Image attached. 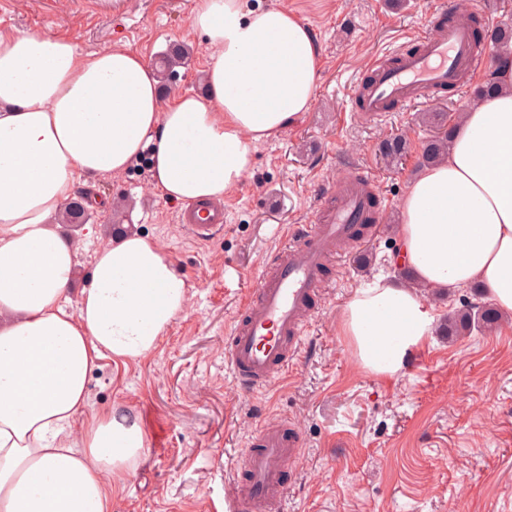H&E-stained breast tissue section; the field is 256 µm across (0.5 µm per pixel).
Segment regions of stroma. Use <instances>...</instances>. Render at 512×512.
Here are the masks:
<instances>
[{"label":"stroma","instance_id":"obj_1","mask_svg":"<svg viewBox=\"0 0 512 512\" xmlns=\"http://www.w3.org/2000/svg\"><path fill=\"white\" fill-rule=\"evenodd\" d=\"M0 31L41 30L72 39L82 53L123 46L149 63L172 45L189 48L178 82L162 99L204 95L210 54L190 24L195 0H120L103 16L98 0H9ZM245 8L285 7L309 26L320 50V76L307 112L277 138L260 143L242 184L225 195V224L209 241L178 222V202L156 187L148 160L95 181L89 228L62 224L79 242L77 286L88 283L93 253L131 229L159 241L189 287L187 310L156 349L137 361L99 360L90 409L137 418L151 448L134 475L117 484L112 512H225L235 474L254 431L293 422L303 445L283 475L284 512H512V313L488 331L451 338L442 328L462 300L485 303L472 288L425 290L436 316L417 357L389 379L364 371L339 334L355 291L378 277L395 280L399 202L423 166L424 143L439 131L425 112L457 122L474 98L472 82L405 112L367 122L353 108L355 84L374 56L411 45L429 16L474 0H243ZM406 141L401 158L385 141ZM376 180L385 216L355 255L325 269L321 304L305 348L288 373L252 394L224 367V340L240 299L255 288L291 224H310L322 190L347 163ZM95 237H87V229Z\"/></svg>","mask_w":512,"mask_h":512}]
</instances>
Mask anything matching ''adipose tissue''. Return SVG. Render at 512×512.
<instances>
[{"instance_id":"ef3b65f1","label":"adipose tissue","mask_w":512,"mask_h":512,"mask_svg":"<svg viewBox=\"0 0 512 512\" xmlns=\"http://www.w3.org/2000/svg\"><path fill=\"white\" fill-rule=\"evenodd\" d=\"M191 25L211 50L206 94L166 104L131 50L85 55L50 32L0 33V512H112L113 478L150 450L137 420L89 411L90 376L103 356L152 352L189 298L157 240L136 231L98 246L88 286L73 290L76 244L51 220L148 148L168 198H223L256 145L314 99L318 52L295 12L195 0ZM495 79L401 199L393 261L414 285L377 282L342 311L341 336L376 377L432 335L423 289L476 283L512 312V66Z\"/></svg>"}]
</instances>
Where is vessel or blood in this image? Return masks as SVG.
<instances>
[{
    "label": "vessel or blood",
    "mask_w": 512,
    "mask_h": 512,
    "mask_svg": "<svg viewBox=\"0 0 512 512\" xmlns=\"http://www.w3.org/2000/svg\"><path fill=\"white\" fill-rule=\"evenodd\" d=\"M417 42L415 51L373 58L370 80L355 91L359 117L375 121L432 93L458 87L487 59L472 22L451 7L429 19ZM372 188L369 171L350 165L344 178L321 193L315 222L287 229L285 244L266 263L258 287L244 295L224 344V364L243 393L266 386L297 360L311 304L324 288L323 268L341 243L352 241L358 222L370 210ZM178 221L196 239L208 240L224 228V205L185 204ZM301 444L292 423L258 428L243 453L245 491L230 498L229 512H248L255 504L280 507L283 469Z\"/></svg>",
    "instance_id": "1"
}]
</instances>
